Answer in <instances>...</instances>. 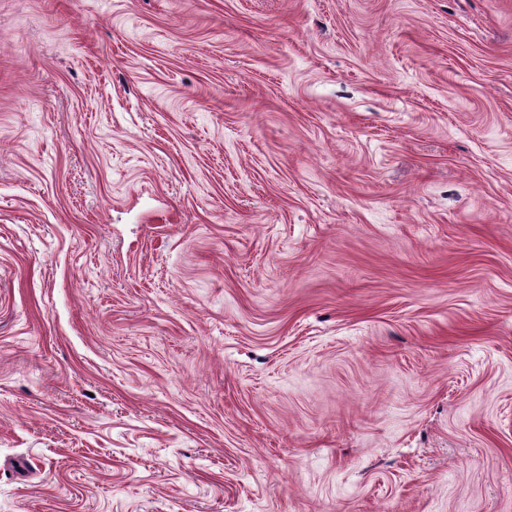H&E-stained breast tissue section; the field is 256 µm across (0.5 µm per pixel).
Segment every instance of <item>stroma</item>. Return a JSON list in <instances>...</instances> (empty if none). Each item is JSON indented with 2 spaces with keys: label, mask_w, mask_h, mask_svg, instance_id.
I'll use <instances>...</instances> for the list:
<instances>
[{
  "label": "stroma",
  "mask_w": 512,
  "mask_h": 512,
  "mask_svg": "<svg viewBox=\"0 0 512 512\" xmlns=\"http://www.w3.org/2000/svg\"><path fill=\"white\" fill-rule=\"evenodd\" d=\"M0 512H512V0H0Z\"/></svg>",
  "instance_id": "obj_1"
}]
</instances>
